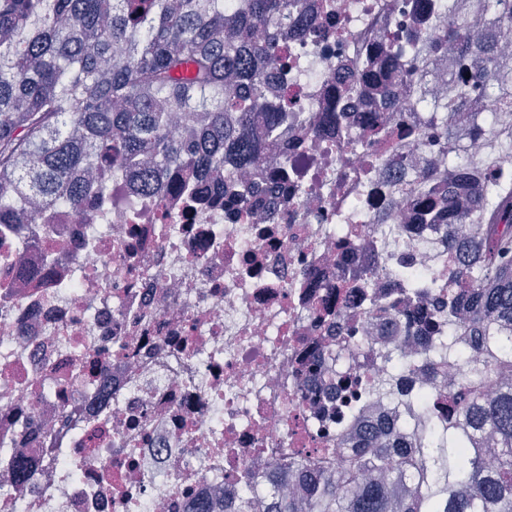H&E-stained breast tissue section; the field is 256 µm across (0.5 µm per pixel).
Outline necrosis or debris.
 <instances>
[{"mask_svg":"<svg viewBox=\"0 0 512 512\" xmlns=\"http://www.w3.org/2000/svg\"><path fill=\"white\" fill-rule=\"evenodd\" d=\"M308 19L276 32L300 81L274 73L269 108L292 126L242 181L196 172L184 191L145 194L116 178L94 223L51 210L22 247L0 228V504L7 512H236L242 486L296 458L344 462L377 423L448 394L409 368L399 404L378 397L389 331L352 272L387 295L399 272L448 263L445 227L408 219L435 156L466 151L488 179L512 183V144L461 127L449 135L413 108L412 79L371 100L337 90L386 40L438 43L448 103L463 76L441 43L447 13L423 0H306ZM404 129L367 137L380 115ZM287 165L280 186L273 168ZM315 355L359 381L325 387L314 413L295 367Z\"/></svg>","mask_w":512,"mask_h":512,"instance_id":"4bbe7bcc","label":"necrosis or debris"}]
</instances>
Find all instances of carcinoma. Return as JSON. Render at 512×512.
<instances>
[{"label": "carcinoma", "mask_w": 512, "mask_h": 512, "mask_svg": "<svg viewBox=\"0 0 512 512\" xmlns=\"http://www.w3.org/2000/svg\"><path fill=\"white\" fill-rule=\"evenodd\" d=\"M301 0H0V226L26 239L28 225L52 209L87 207L112 171L152 191L174 173L206 165L220 173L248 165L279 138L288 102L264 107V64L288 70V48L270 31L301 13ZM512 15L492 4L487 24ZM478 23L448 19L442 41L461 59L496 44L475 39ZM402 50L356 90L386 94L402 69ZM500 65L459 86L453 111L475 110L471 88H497ZM192 121L198 149L170 139L179 116ZM485 220L468 261L446 273L405 274L413 298L448 281V327L412 337L426 361L448 376L453 416L416 427L407 419L345 451L336 473L298 459L274 467L268 512H512V184L472 181L469 208L450 213L446 244L465 239L459 225ZM398 399L407 366L384 355ZM500 378L485 392V377Z\"/></svg>", "instance_id": "carcinoma-1"}]
</instances>
